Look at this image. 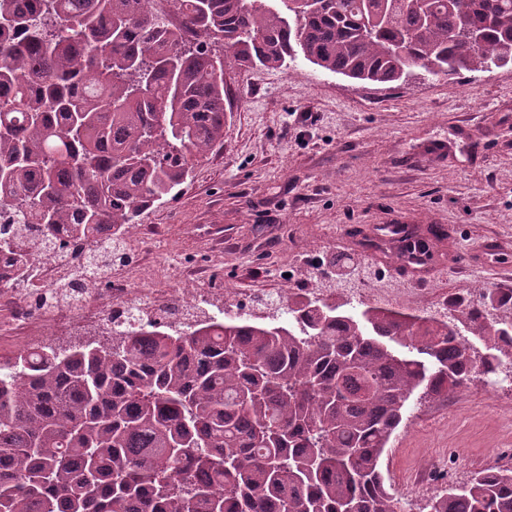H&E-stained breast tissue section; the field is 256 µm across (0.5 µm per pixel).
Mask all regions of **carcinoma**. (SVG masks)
Here are the masks:
<instances>
[{
	"instance_id": "carcinoma-1",
	"label": "carcinoma",
	"mask_w": 512,
	"mask_h": 512,
	"mask_svg": "<svg viewBox=\"0 0 512 512\" xmlns=\"http://www.w3.org/2000/svg\"><path fill=\"white\" fill-rule=\"evenodd\" d=\"M0 0V249L16 282L63 235L84 263L124 246L224 144V57L243 70L393 83L512 65V0ZM110 234L103 236L100 230ZM402 253L432 257L409 233ZM82 287L43 289L55 303ZM278 319L184 330L129 313L103 340L0 365V512H402L383 457L415 394L448 398L477 362L512 378V330L359 313L297 291ZM485 342L475 360L459 329ZM422 512H512V470L484 468Z\"/></svg>"
}]
</instances>
